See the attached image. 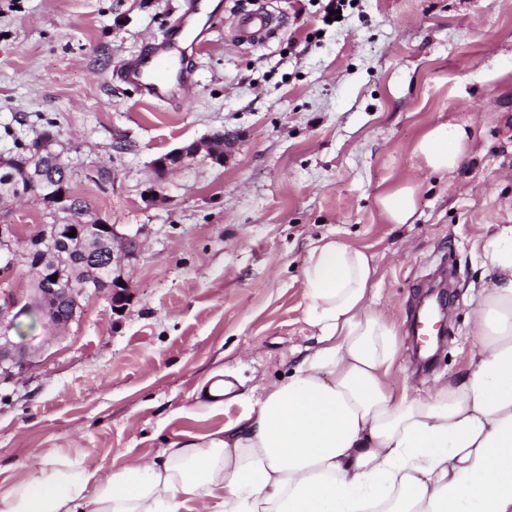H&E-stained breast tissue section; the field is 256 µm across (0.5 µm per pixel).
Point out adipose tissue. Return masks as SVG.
Instances as JSON below:
<instances>
[{
    "label": "adipose tissue",
    "mask_w": 512,
    "mask_h": 512,
    "mask_svg": "<svg viewBox=\"0 0 512 512\" xmlns=\"http://www.w3.org/2000/svg\"><path fill=\"white\" fill-rule=\"evenodd\" d=\"M469 147L465 124L437 122L413 152L445 175ZM420 191L405 179L381 194L385 222L413 223ZM492 241L453 385H391L399 340L369 309L374 257L324 237L302 281L316 345L237 420L111 472L55 456L11 487L4 512H512V226Z\"/></svg>",
    "instance_id": "obj_1"
}]
</instances>
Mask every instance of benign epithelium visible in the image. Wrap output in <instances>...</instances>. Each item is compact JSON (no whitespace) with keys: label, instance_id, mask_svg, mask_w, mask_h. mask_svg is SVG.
Wrapping results in <instances>:
<instances>
[{"label":"benign epithelium","instance_id":"obj_1","mask_svg":"<svg viewBox=\"0 0 512 512\" xmlns=\"http://www.w3.org/2000/svg\"><path fill=\"white\" fill-rule=\"evenodd\" d=\"M234 137L226 132L210 137L205 142H196L182 146L160 155L151 162V167L159 178L149 190L153 196L162 195L164 187L161 181L176 169H185L198 159L209 160L215 164L224 163V153L233 145ZM100 232L109 235V257L107 266L112 269V286L99 288L97 292L106 294L112 306L120 307L130 298V288L124 278V270L137 259L141 243L136 235L121 234L113 224L99 225ZM15 226L0 224V276L6 278L15 264L14 240ZM68 263L65 260L55 262L50 270L40 271L34 287L27 292L13 290L0 292V380L11 379L24 374L31 366L33 352L20 342L14 341L9 331L16 328L20 318L36 314L55 326H65L81 317L86 287H77L72 281H66Z\"/></svg>","mask_w":512,"mask_h":512}]
</instances>
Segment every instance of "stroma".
I'll list each match as a JSON object with an SVG mask.
<instances>
[{
	"label": "stroma",
	"instance_id": "35a3bbf8",
	"mask_svg": "<svg viewBox=\"0 0 512 512\" xmlns=\"http://www.w3.org/2000/svg\"><path fill=\"white\" fill-rule=\"evenodd\" d=\"M223 2L175 109L114 72L180 0H0V154L47 141L91 218L142 241L122 310L92 292L65 328L14 330L36 355L0 382V501L54 455L118 470L237 419L315 344L302 280L325 236L376 256L371 306L400 339L393 386L424 394L469 368L488 227L512 225V0H356L331 24L320 0ZM258 8L278 37L237 42L239 14ZM440 121L472 128L444 176L413 153ZM219 130L237 139L224 164L173 172L149 198L154 158ZM408 177L422 184L415 221L385 223L378 197ZM52 221L34 198L0 207L23 235ZM443 267L455 301L424 369L410 319ZM213 374L235 386L219 409L202 398Z\"/></svg>",
	"mask_w": 512,
	"mask_h": 512
}]
</instances>
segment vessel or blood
Instances as JSON below:
<instances>
[{"label":"vessel or blood","instance_id":"vessel-or-blood-1","mask_svg":"<svg viewBox=\"0 0 512 512\" xmlns=\"http://www.w3.org/2000/svg\"><path fill=\"white\" fill-rule=\"evenodd\" d=\"M213 24V15L203 11L200 0H184L168 35L148 41L138 54L125 60L116 78L136 88L144 101L183 103L195 86V47L207 41ZM279 30L267 12L256 10L240 22L236 37L250 43L274 38Z\"/></svg>","mask_w":512,"mask_h":512}]
</instances>
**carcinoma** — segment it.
Here are the masks:
<instances>
[{"instance_id": "obj_1", "label": "carcinoma", "mask_w": 512, "mask_h": 512, "mask_svg": "<svg viewBox=\"0 0 512 512\" xmlns=\"http://www.w3.org/2000/svg\"><path fill=\"white\" fill-rule=\"evenodd\" d=\"M27 160L35 161L41 167L39 183L32 192L28 191V175L23 171V164ZM64 185L70 186L66 166L40 145H34L27 153L0 159V205L21 196L35 197L54 205V210L58 212L56 219L63 228L88 213V205L71 193L63 201L55 199V194ZM91 246L92 249L87 252L76 248L71 251L75 281L89 288H102L103 281H112V273L103 268L106 244L96 236L91 238Z\"/></svg>"}]
</instances>
